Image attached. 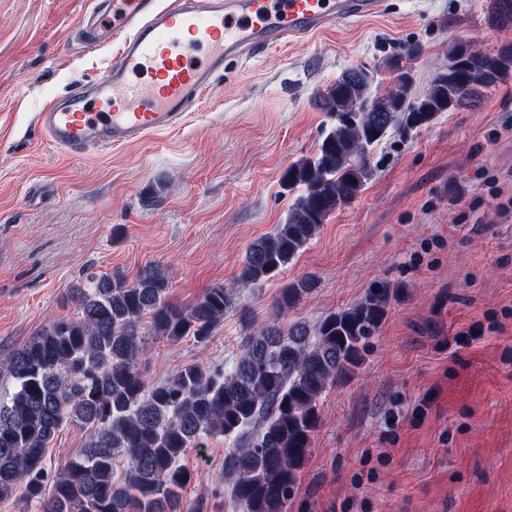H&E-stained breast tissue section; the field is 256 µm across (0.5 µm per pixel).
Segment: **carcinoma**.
<instances>
[{"instance_id": "cac0c4a2", "label": "carcinoma", "mask_w": 512, "mask_h": 512, "mask_svg": "<svg viewBox=\"0 0 512 512\" xmlns=\"http://www.w3.org/2000/svg\"><path fill=\"white\" fill-rule=\"evenodd\" d=\"M491 18L511 28L512 0H493ZM358 72L354 80L344 71L317 97L335 124L313 155L284 170L281 185L298 192L295 202L283 223L248 246L230 287L214 285L182 306L169 300L161 267L132 280L92 275L69 291L72 315L9 354L13 391L0 399V499L19 492L37 512H181L180 491L193 476L180 458L222 435L236 512H288L321 422L319 402L360 368L365 340L380 330L399 289L377 282L360 302L312 328L250 321L231 364L187 365L155 384L142 368L146 337L207 344L231 306V291L286 269L327 218L357 198L375 145L471 103L478 88L512 72V44L493 56L452 45L448 67L416 100L403 67L392 68L393 86L381 96L371 93L375 73ZM311 289L309 279L287 284L276 310L295 306ZM65 423L88 427L91 437L49 484L46 453Z\"/></svg>"}]
</instances>
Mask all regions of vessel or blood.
I'll return each instance as SVG.
<instances>
[{
	"mask_svg": "<svg viewBox=\"0 0 512 512\" xmlns=\"http://www.w3.org/2000/svg\"><path fill=\"white\" fill-rule=\"evenodd\" d=\"M383 0H113L81 22L84 48L117 49L106 78L74 84L37 114L56 147L88 152L176 127L213 90L226 60L311 39ZM109 103L105 112L94 101Z\"/></svg>",
	"mask_w": 512,
	"mask_h": 512,
	"instance_id": "b4317fda",
	"label": "vessel or blood"
}]
</instances>
